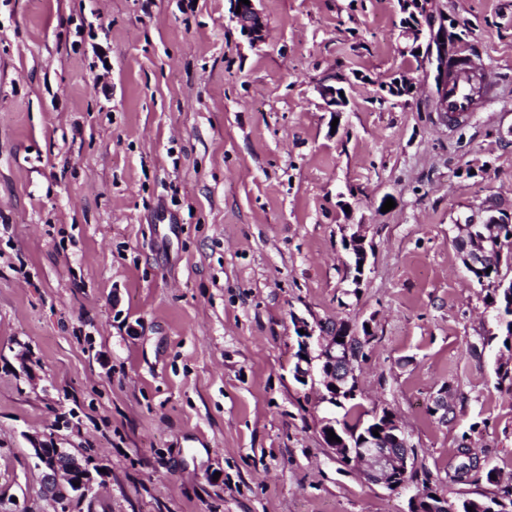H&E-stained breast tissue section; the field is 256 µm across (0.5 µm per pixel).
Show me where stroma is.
Listing matches in <instances>:
<instances>
[{
  "instance_id": "obj_1",
  "label": "stroma",
  "mask_w": 512,
  "mask_h": 512,
  "mask_svg": "<svg viewBox=\"0 0 512 512\" xmlns=\"http://www.w3.org/2000/svg\"><path fill=\"white\" fill-rule=\"evenodd\" d=\"M257 7L254 45L231 0H0V512H407L425 484L512 485V350L453 244L512 203V0H424L499 95L455 125L399 0ZM302 322L368 334L358 411L396 417L416 479L325 443L343 412L294 378ZM38 441L94 492L46 497ZM232 1V18L237 23L242 35L253 44L264 42L266 25L255 3L259 0H249L250 5L239 3V0ZM237 7H241L240 13H236Z\"/></svg>"
}]
</instances>
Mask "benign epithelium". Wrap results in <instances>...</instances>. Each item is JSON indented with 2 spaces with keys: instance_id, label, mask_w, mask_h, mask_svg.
I'll use <instances>...</instances> for the list:
<instances>
[{
  "instance_id": "7a95c632",
  "label": "benign epithelium",
  "mask_w": 512,
  "mask_h": 512,
  "mask_svg": "<svg viewBox=\"0 0 512 512\" xmlns=\"http://www.w3.org/2000/svg\"><path fill=\"white\" fill-rule=\"evenodd\" d=\"M257 0H249L245 5L239 0H233V7L241 8V11L232 13L233 20L237 23L240 32L251 43L259 44L265 41L266 25L261 12L256 7ZM406 35L417 43L423 39L428 40L426 47V60L437 61V82L439 89L443 90L448 85V31L444 26L434 28V21L427 17L425 21L409 20L405 22ZM437 55H432V51ZM317 91L325 102V106L331 112H339L347 105L346 98L340 95V89L331 84H321ZM481 211L486 217L480 221L474 217H468L459 223V226H468L467 237L481 244V248L473 249L465 255L466 265L477 269L484 263V256L489 248L493 247L505 254L507 243L499 238L494 242L486 239L485 226L488 224H512V208L505 209L497 205H484ZM317 360L320 362V371L325 378V383L336 386V363L346 361V374L343 380L346 384L353 385L358 382L355 367L352 364L349 343L336 344V340L328 338L319 342ZM395 440L401 443L398 450H379L374 447L352 448L346 441L332 442L336 454L345 460L352 459L364 465V476L370 483H393L400 477L406 478L414 468V458L409 450V441L400 426L391 430ZM35 457L39 461V467L43 470L44 490L58 501H64L70 495L76 494L85 497L95 489V479L89 469L76 456L63 448H52L44 444L34 447ZM427 490L422 488L411 501L409 512H448V500L439 496L426 498Z\"/></svg>"
}]
</instances>
